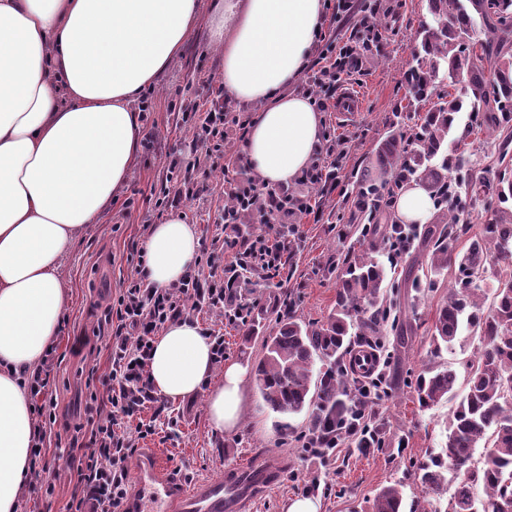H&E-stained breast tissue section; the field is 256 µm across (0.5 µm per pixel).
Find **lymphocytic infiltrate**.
Instances as JSON below:
<instances>
[{
	"instance_id": "1",
	"label": "lymphocytic infiltrate",
	"mask_w": 512,
	"mask_h": 512,
	"mask_svg": "<svg viewBox=\"0 0 512 512\" xmlns=\"http://www.w3.org/2000/svg\"><path fill=\"white\" fill-rule=\"evenodd\" d=\"M381 41V34L367 25L357 28L343 44L326 41L322 66L303 86L318 111H327L324 94L341 84L349 60L364 56ZM182 121L193 128L208 160L223 157L230 134L244 130L249 123L248 118L230 112L216 100L205 114L193 109L183 112ZM232 195L237 210L221 215L224 247L234 253L229 263L221 266L215 257H207L204 266L165 288L151 286L138 268L120 292L112 336V370L103 400L109 412L91 424V450L75 472L82 495L70 504L69 512H119L126 496L132 452L126 436L128 425L145 405L158 401L149 381V361L158 332L180 318L190 303L200 307L221 304L227 306L231 319H246L254 305L241 299L243 272L269 274L283 268L296 245L295 234L286 225L288 217L315 213L307 198L293 195L285 184L273 188L252 183L234 188ZM241 209L251 214L254 223L264 225V232H243L237 222Z\"/></svg>"
}]
</instances>
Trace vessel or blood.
Listing matches in <instances>:
<instances>
[{"label": "vessel or blood", "mask_w": 512, "mask_h": 512, "mask_svg": "<svg viewBox=\"0 0 512 512\" xmlns=\"http://www.w3.org/2000/svg\"><path fill=\"white\" fill-rule=\"evenodd\" d=\"M281 480L278 465L225 467L220 479L186 485L174 464L157 449L145 453L134 474V490L120 512H251L255 498Z\"/></svg>", "instance_id": "b4317fda"}]
</instances>
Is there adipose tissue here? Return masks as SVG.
<instances>
[{"mask_svg":"<svg viewBox=\"0 0 512 512\" xmlns=\"http://www.w3.org/2000/svg\"><path fill=\"white\" fill-rule=\"evenodd\" d=\"M198 15V0H0V512H19L31 473L39 427L27 380L61 331V262L126 183L142 137L134 104ZM322 16L323 0H223L211 20L226 95L260 107L244 151L264 183L298 179L319 142L318 112L288 87ZM199 247L180 215L153 225L147 281H178ZM212 369V342L196 322H170L156 337L149 376L164 399L194 396ZM246 379L230 361L210 386L215 430L237 427Z\"/></svg>","mask_w":512,"mask_h":512,"instance_id":"ef3b65f1","label":"adipose tissue"}]
</instances>
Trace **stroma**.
Returning <instances> with one entry per match:
<instances>
[{
    "label": "stroma",
    "mask_w": 512,
    "mask_h": 512,
    "mask_svg": "<svg viewBox=\"0 0 512 512\" xmlns=\"http://www.w3.org/2000/svg\"><path fill=\"white\" fill-rule=\"evenodd\" d=\"M380 3L384 46L380 52L365 54L361 66L348 74L342 85L343 90L361 93L362 111L344 113L331 108L321 115L322 131L346 142L339 172L345 183L353 171L367 165L387 130L391 111L403 95L404 66L425 12L423 0ZM214 4L215 0H200L198 21L183 54L143 92L150 107L141 113L140 122L143 132L154 133V141L141 144L128 182L63 261L60 278L68 305L52 354L57 422L44 436L51 473L46 480L29 479L21 512H68L72 499L81 494L74 470L89 448L87 422L106 415L100 398L105 394L103 381L112 368L109 317L132 271V259L148 237L144 219L160 224L171 213L163 200L173 193L176 183L169 178L163 156L170 150L186 155L194 151L192 132L182 122V109L210 102L221 83L223 56L211 28ZM193 176L205 192L201 199L184 203L180 212L187 223L196 226L202 247L223 254L222 227L209 219L208 213L221 206L228 183L243 184L250 179V169L228 165L222 159L201 165ZM291 189L298 196L311 195L321 218H298L297 247L281 287L268 288L263 280L252 279L243 295L255 308L245 323L228 324L220 309L190 314L207 333L223 335L225 361L255 367L262 355V338L272 331L271 314L283 303H291L302 322L324 319L336 305L335 280L327 273L331 260L343 258L357 245L379 259L387 257L383 235L363 238L357 225L337 223L336 213L343 207L340 191L314 195L301 180ZM454 286L455 277L448 274L434 287L409 290L407 298L400 301L405 334L383 339V394L369 408L384 437L383 447L361 453L344 443L320 455L309 453L299 439L306 428L305 417L291 418L290 430H280L277 414L265 405L251 377L240 423L231 431L211 427L204 390L161 408L146 405L140 418L155 422L156 429L146 437L136 428L128 429L133 445L129 469H136L141 455L154 448L163 449L178 473L192 483L217 478L233 463L271 460L283 466L284 474L280 483L256 498L253 512H287L292 501L305 496L317 502L318 512H365L378 489L398 481L403 484L404 505L410 510L426 499L411 476L413 468L443 446L453 407L445 401L421 408L415 380L427 367L439 365L455 370L458 381H465V363L480 345L478 335L465 330L453 349L436 353L430 347L434 313Z\"/></svg>",
    "instance_id": "1"
}]
</instances>
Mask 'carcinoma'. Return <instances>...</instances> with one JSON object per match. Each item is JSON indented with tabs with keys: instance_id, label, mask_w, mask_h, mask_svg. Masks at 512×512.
Segmentation results:
<instances>
[{
	"instance_id": "cac0c4a2",
	"label": "carcinoma",
	"mask_w": 512,
	"mask_h": 512,
	"mask_svg": "<svg viewBox=\"0 0 512 512\" xmlns=\"http://www.w3.org/2000/svg\"><path fill=\"white\" fill-rule=\"evenodd\" d=\"M412 63L403 73L406 104L424 110L416 122L391 120L368 165L347 198L349 221L395 224L399 194L418 184L432 197L441 225L414 288L434 285L457 268L448 300L436 309L430 344L453 348L463 326L481 339L466 361V384L456 389L451 368L431 367L415 383L421 407L448 399L444 448L419 463L415 481L434 498L447 497L434 512H512V188L502 186L501 167L512 162V0H424ZM495 138L491 160H470V137ZM479 206L489 213L480 235L456 250L457 210ZM502 264L492 307L483 311L480 282L487 267ZM388 270L367 253L344 257L336 271V307L319 324L299 321L290 304L274 317L263 342L256 380L268 407L285 419L305 414L306 447L336 443V426L361 413L353 372L341 367L356 336L393 331L395 293L385 289ZM482 449L474 459L476 449ZM484 495H477V489ZM402 484L380 488L367 512H402Z\"/></svg>"
}]
</instances>
